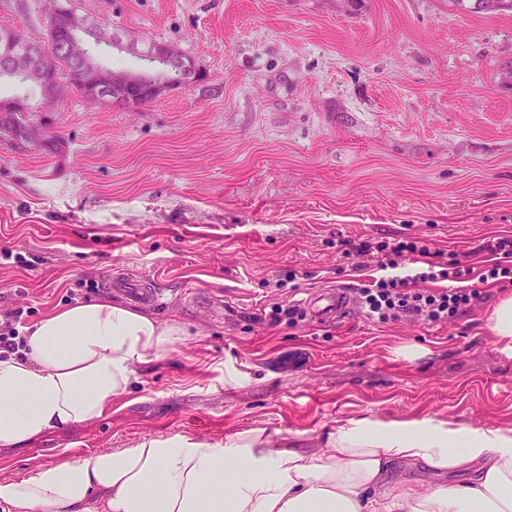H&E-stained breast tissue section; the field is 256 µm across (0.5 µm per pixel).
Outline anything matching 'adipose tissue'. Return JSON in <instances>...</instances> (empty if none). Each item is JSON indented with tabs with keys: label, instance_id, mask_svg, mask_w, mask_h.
I'll return each mask as SVG.
<instances>
[{
	"label": "adipose tissue",
	"instance_id": "1",
	"mask_svg": "<svg viewBox=\"0 0 512 512\" xmlns=\"http://www.w3.org/2000/svg\"><path fill=\"white\" fill-rule=\"evenodd\" d=\"M181 329L109 301L55 309L0 357V450L101 418L137 365ZM326 452L276 448L265 430L221 443L176 435L0 479V512H512V428L430 416L337 421ZM419 466L413 479L397 464ZM466 473V481L430 476Z\"/></svg>",
	"mask_w": 512,
	"mask_h": 512
}]
</instances>
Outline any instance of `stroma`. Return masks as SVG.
<instances>
[{"label": "stroma", "instance_id": "stroma-1", "mask_svg": "<svg viewBox=\"0 0 512 512\" xmlns=\"http://www.w3.org/2000/svg\"><path fill=\"white\" fill-rule=\"evenodd\" d=\"M135 41L167 42L204 82L130 109L78 93L0 112V312L25 329L157 281L184 334L92 422L0 452V479L145 438L220 442L265 429L323 450L337 421L434 416L512 427V357L490 313L512 281L450 320L381 323L362 303L318 325L274 307L428 271L359 243L470 252L512 235V14L449 0H71ZM52 0H0V28L45 39ZM224 307L197 308L188 287ZM411 347L414 359L399 356ZM249 378L233 385L225 364ZM404 253L412 256H426L430 254V250L424 241L418 238L399 241L394 247L390 248L389 252L385 253L387 265H390L393 268L397 267L399 265L398 260L405 257Z\"/></svg>", "mask_w": 512, "mask_h": 512}]
</instances>
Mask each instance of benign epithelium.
I'll return each instance as SVG.
<instances>
[{
    "label": "benign epithelium",
    "instance_id": "7a95c632",
    "mask_svg": "<svg viewBox=\"0 0 512 512\" xmlns=\"http://www.w3.org/2000/svg\"><path fill=\"white\" fill-rule=\"evenodd\" d=\"M53 17L51 27L59 24L64 27L65 37L60 41L44 43L15 30H0V74L24 78L35 75L47 101L53 102L58 98L61 87V75L55 60L62 56L77 67L81 92L91 100L119 102L128 107H136L169 90V83L157 76L156 66H148L139 73L111 71L93 62L87 48L91 40L106 42L114 48L140 57L143 51L139 42L129 40L118 32L103 36L101 28L65 6L62 0L57 2ZM149 55L156 61L178 65L188 84L203 80L204 74L195 60L172 44L155 42Z\"/></svg>",
    "mask_w": 512,
    "mask_h": 512
}]
</instances>
